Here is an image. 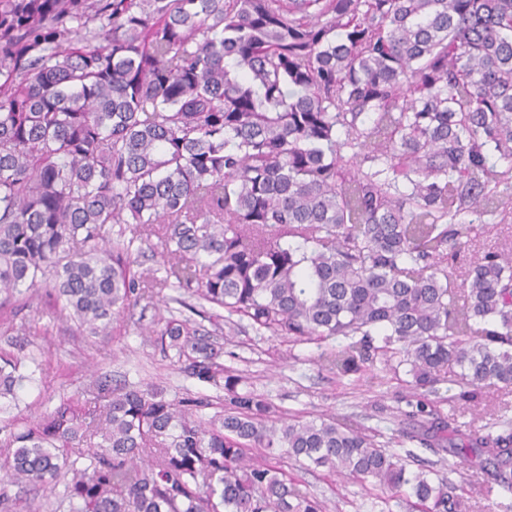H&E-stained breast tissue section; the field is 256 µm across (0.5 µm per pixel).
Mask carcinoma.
I'll list each match as a JSON object with an SVG mask.
<instances>
[{
    "mask_svg": "<svg viewBox=\"0 0 512 512\" xmlns=\"http://www.w3.org/2000/svg\"><path fill=\"white\" fill-rule=\"evenodd\" d=\"M512 189V0H0V292L39 282L91 336L149 288L412 390L410 438L477 463L512 494V432L445 420L450 373L512 385V255L452 286L474 219ZM139 224L166 276L133 271ZM155 342L229 402L99 382L0 426L2 485L63 486L69 512H324L278 460L371 480L416 512L457 487L410 473L348 418L292 422L217 362L198 324ZM21 360L0 356V401ZM88 453L70 459L68 449Z\"/></svg>",
    "mask_w": 512,
    "mask_h": 512,
    "instance_id": "carcinoma-1",
    "label": "carcinoma"
}]
</instances>
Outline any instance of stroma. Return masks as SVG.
Listing matches in <instances>:
<instances>
[{"label":"stroma","mask_w":512,"mask_h":512,"mask_svg":"<svg viewBox=\"0 0 512 512\" xmlns=\"http://www.w3.org/2000/svg\"><path fill=\"white\" fill-rule=\"evenodd\" d=\"M480 223V230L466 245L468 259H477L494 246L512 247V215L502 224L491 216L482 217ZM185 295L182 289H153L121 315L113 335L96 339L61 315L44 288L33 289L28 297L14 296L10 306L0 308V354L22 358L28 379L0 419L22 424L51 412L64 400H83L90 382L99 379L113 385H156L169 399L189 394L219 396V389L181 373L173 358L153 343L151 328L159 318L181 315L178 300ZM199 325L219 350L225 369L244 376L246 389L268 398L284 417H348L410 466L430 465L439 477L463 487L460 512H512V495L488 492L469 460L445 451L433 453L411 439L418 424L406 415L410 390L383 366L339 376L320 358L322 349L335 348V341L320 348L261 335L245 324L231 333L205 318ZM464 389V383L453 376L439 384L435 399L443 415L478 426L494 415L512 419V391L487 384L477 402L468 403L459 398ZM289 471L297 475L301 490L324 502L325 512H412L404 502L385 500L369 480L343 479L324 468L307 471L293 465ZM5 491L17 512H68L60 492L25 483L6 485Z\"/></svg>","instance_id":"1"}]
</instances>
